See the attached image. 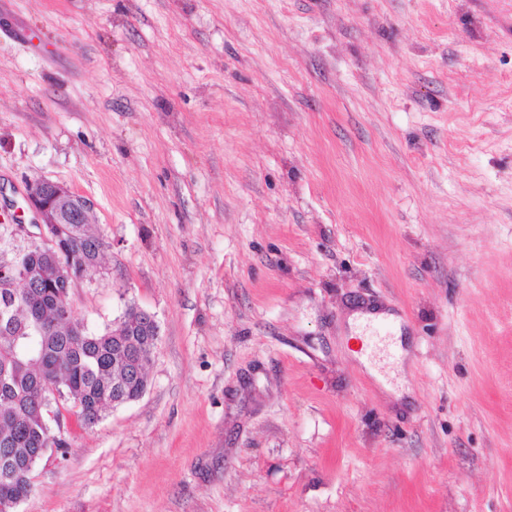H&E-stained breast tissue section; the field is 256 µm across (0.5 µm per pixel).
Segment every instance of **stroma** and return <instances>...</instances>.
<instances>
[{
    "label": "stroma",
    "instance_id": "obj_1",
    "mask_svg": "<svg viewBox=\"0 0 512 512\" xmlns=\"http://www.w3.org/2000/svg\"><path fill=\"white\" fill-rule=\"evenodd\" d=\"M41 180L81 325L160 338L19 512H512V0H0V214ZM365 338L371 347V355L381 354L395 360L398 351L393 346L390 327L378 320H369L364 326Z\"/></svg>",
    "mask_w": 512,
    "mask_h": 512
}]
</instances>
